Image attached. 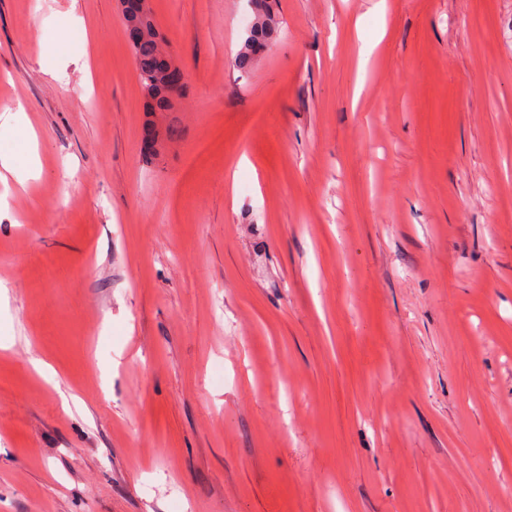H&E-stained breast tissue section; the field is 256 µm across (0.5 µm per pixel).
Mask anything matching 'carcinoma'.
<instances>
[{
	"label": "carcinoma",
	"instance_id": "1",
	"mask_svg": "<svg viewBox=\"0 0 512 512\" xmlns=\"http://www.w3.org/2000/svg\"><path fill=\"white\" fill-rule=\"evenodd\" d=\"M251 5L253 19L234 61L241 72L252 68L256 57L272 44L276 34L274 0H251ZM124 20L126 32L134 33L129 48L143 93L150 101V111H171L174 94L163 87L162 71L166 61L162 58V40L151 14L142 13L139 0H129Z\"/></svg>",
	"mask_w": 512,
	"mask_h": 512
}]
</instances>
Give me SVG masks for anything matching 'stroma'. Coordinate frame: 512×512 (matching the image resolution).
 Masks as SVG:
<instances>
[{"label":"stroma","instance_id":"35a3bbf8","mask_svg":"<svg viewBox=\"0 0 512 512\" xmlns=\"http://www.w3.org/2000/svg\"><path fill=\"white\" fill-rule=\"evenodd\" d=\"M149 8L0 0V512H512V0ZM129 6L124 13L126 35L134 33L129 48L134 57L139 82L150 101V112H169L173 109V96L182 95L186 85L170 93L163 87L162 71L166 61L162 58L163 45L151 14H143L139 0H127ZM143 31L140 34L141 28ZM185 86V87H184ZM274 3V0H251L253 19L234 61L237 70L249 71L259 53L274 41L277 31Z\"/></svg>","mask_w":512,"mask_h":512}]
</instances>
